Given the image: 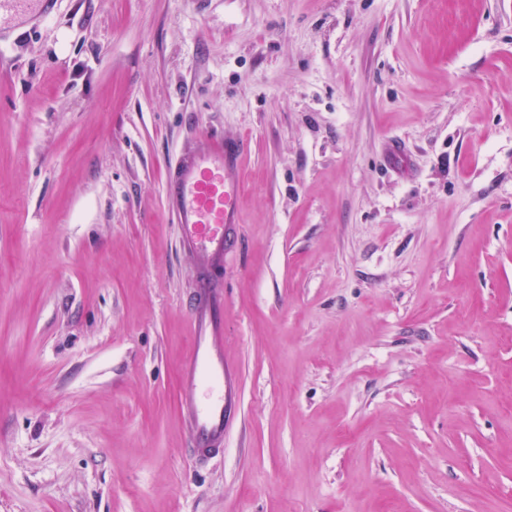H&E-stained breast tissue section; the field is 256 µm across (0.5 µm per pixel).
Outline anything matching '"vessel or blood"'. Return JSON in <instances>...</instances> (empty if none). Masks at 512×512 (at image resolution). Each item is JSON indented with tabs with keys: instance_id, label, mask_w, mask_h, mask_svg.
<instances>
[{
	"instance_id": "1",
	"label": "vessel or blood",
	"mask_w": 512,
	"mask_h": 512,
	"mask_svg": "<svg viewBox=\"0 0 512 512\" xmlns=\"http://www.w3.org/2000/svg\"><path fill=\"white\" fill-rule=\"evenodd\" d=\"M52 10L53 0H0V40L6 26L41 23ZM246 149L244 140L202 134L165 173L179 241L199 271L189 306L191 346L180 367L183 393L178 402L190 447L199 458L223 446L237 407L234 369L224 357V286L210 274L223 269L237 239Z\"/></svg>"
}]
</instances>
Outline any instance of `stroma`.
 I'll use <instances>...</instances> for the list:
<instances>
[{
  "label": "stroma",
  "mask_w": 512,
  "mask_h": 512,
  "mask_svg": "<svg viewBox=\"0 0 512 512\" xmlns=\"http://www.w3.org/2000/svg\"><path fill=\"white\" fill-rule=\"evenodd\" d=\"M203 133L248 149L201 467L163 174ZM0 512H512V0H57L9 32Z\"/></svg>",
  "instance_id": "1"
}]
</instances>
